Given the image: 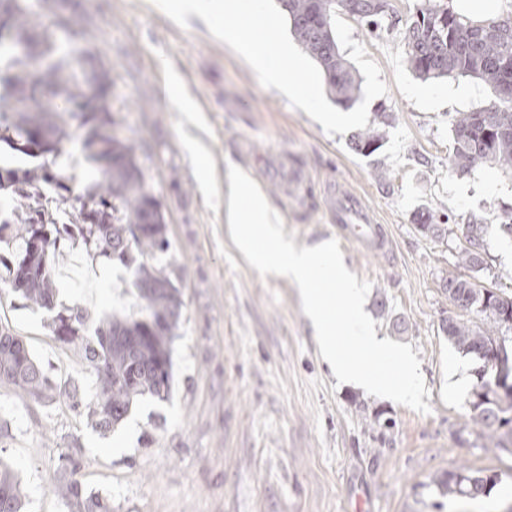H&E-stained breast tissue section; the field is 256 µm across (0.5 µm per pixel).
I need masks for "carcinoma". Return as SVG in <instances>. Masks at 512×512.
<instances>
[{
    "instance_id": "carcinoma-1",
    "label": "carcinoma",
    "mask_w": 512,
    "mask_h": 512,
    "mask_svg": "<svg viewBox=\"0 0 512 512\" xmlns=\"http://www.w3.org/2000/svg\"><path fill=\"white\" fill-rule=\"evenodd\" d=\"M0 158H23L25 167L0 164V196L11 200L10 211H0V285L17 293L28 306L51 314L49 327L58 339L83 350L95 377L92 397L80 390L58 387L36 362L22 337L0 328V385L12 387L35 402L66 397L74 411L85 409L94 425L106 432L119 425L140 396L165 399L173 378V347L182 308L180 289L165 269L140 262L131 265V252L153 256L169 250L167 224L160 204L148 187L137 148L115 133L102 136L100 125L117 126L112 110V69L89 47L79 55L58 54V33H79L84 27L74 15H61L58 0H0ZM297 41L319 64L336 101L348 105L357 98L360 82L351 63L340 53L332 17L346 9L373 33L395 26L389 0H280ZM406 61L412 72L428 81L451 75L481 80L495 99L475 112H464L453 122L454 145L450 163L457 172L494 166L512 172V98L501 96L512 80V13L485 20L463 18L444 0H420L405 23ZM106 92L102 112H74L71 104L82 96L86 81ZM84 130L80 145L94 174L82 177L63 143ZM42 130L48 142L35 151L30 134ZM380 136L372 129L360 133L355 149L372 154ZM112 158V168L102 164ZM87 217L107 213L109 221L75 224L62 219L76 205ZM448 215L429 213L421 230L434 238L448 233ZM487 225L468 224V246L458 254L459 265L475 270ZM78 242L89 260L117 259L131 268L140 316H114L88 337L86 309L74 304L56 310L55 257L63 243ZM448 298L459 309L489 320L488 327L448 319L443 327L448 341L477 358L497 351L496 359L512 369V292L478 288L454 276L445 285ZM474 421L488 431L495 448L505 447L498 430L512 436V397L496 396L494 384L477 374L469 401ZM498 476L454 467L438 486L443 495L487 496ZM71 512H112V503L86 494L77 481L66 485ZM25 497L15 471L0 459V512H24Z\"/></svg>"
}]
</instances>
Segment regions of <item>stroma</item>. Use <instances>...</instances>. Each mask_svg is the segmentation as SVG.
<instances>
[{
  "mask_svg": "<svg viewBox=\"0 0 512 512\" xmlns=\"http://www.w3.org/2000/svg\"><path fill=\"white\" fill-rule=\"evenodd\" d=\"M64 11L84 16L87 34L61 40L60 52L90 41L112 68L120 133L136 145L167 224L170 248L152 263L184 306L169 398L142 397L110 432L63 400L36 403L0 385V458L24 487L26 512H69L71 479L109 499L112 512H512V453L489 447L469 410L478 362L442 330L461 314L444 288L449 277L512 291V236L498 228L512 213V173L485 166L463 175L450 165L453 120L488 106L491 90L468 76L420 80L405 62L401 27L375 37L349 17L388 86L368 106L387 122L379 148L364 155L352 134H327L261 86L229 46L156 15L149 0H64ZM173 75L193 113L161 99L160 80ZM231 164L274 204L297 247L338 240L351 272L372 284L365 310L377 334L411 345L420 360L430 413L337 382L295 287L259 275L226 228ZM340 190L382 225L385 250L345 240L331 214ZM426 209L448 215L445 238L420 232ZM473 222L490 227L478 272L457 260ZM56 268L59 302L86 307L90 326L134 311L119 263L67 248ZM1 326L23 337L58 386L92 394L80 348L52 336L42 312L2 292ZM454 371L467 388L452 398ZM65 455L78 460L75 473L63 471ZM455 466L498 482L484 497L441 496L434 480Z\"/></svg>",
  "mask_w": 512,
  "mask_h": 512,
  "instance_id": "35a3bbf8",
  "label": "stroma"
}]
</instances>
